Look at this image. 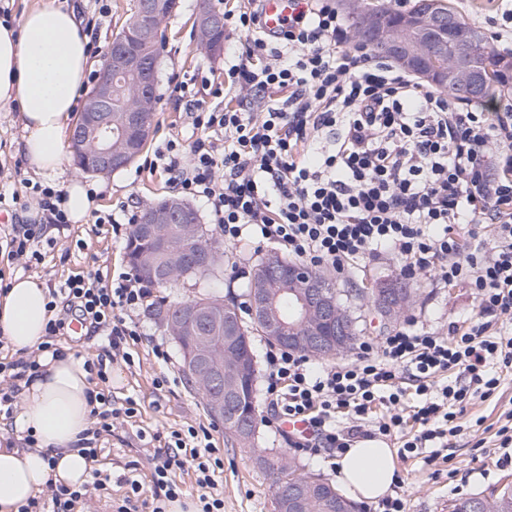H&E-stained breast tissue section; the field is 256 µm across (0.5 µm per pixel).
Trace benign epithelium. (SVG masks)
I'll list each match as a JSON object with an SVG mask.
<instances>
[{
    "label": "benign epithelium",
    "instance_id": "1",
    "mask_svg": "<svg viewBox=\"0 0 512 512\" xmlns=\"http://www.w3.org/2000/svg\"><path fill=\"white\" fill-rule=\"evenodd\" d=\"M360 0H340V5L358 16L359 27L354 30L355 40L372 34L382 52L399 68L419 81L431 85H453L476 93L483 86L485 72L474 56V47L480 38L473 33L453 32V18H445L441 0H420L405 13L394 27L381 23L372 15L361 12ZM138 10L133 21L124 28L122 41L113 45L112 57L97 71L91 96L85 102L81 120L73 129L72 147L87 154L93 161V173L109 175L127 168L137 157L140 142L151 135L149 125L156 102L158 57L146 48L161 34L169 11L161 0H137ZM224 25V14L206 7L200 8L194 28L196 49L217 54L224 42L214 34ZM131 79V94L136 104L126 105L124 111L112 112V90L119 76ZM118 120L120 138L112 140V123ZM180 221L178 236L171 233L172 224ZM139 230L159 244L162 265L158 281L168 282L175 269L194 260L206 267L211 259L209 249L200 242V218L196 210L172 201H152L141 209ZM263 274L274 275L280 293H288L294 301V311L284 315L277 307L279 293L267 287L257 289L252 296V312L267 335L288 348L305 347L319 355L337 354L346 347L342 311L337 304L333 285L321 276L311 275L299 265L285 261L280 254L264 255ZM371 301L377 311L390 322L394 320L397 305L392 299L400 298L401 285L390 279L370 284ZM201 308L186 306L174 316L157 319L158 325L177 340L193 333ZM336 322V334L325 331L328 321ZM228 336L226 348H218L200 339L193 352V362L182 372L200 385L212 387L223 382V392L209 396L212 413L221 417L228 408L236 379L256 371L249 339L239 330L225 324Z\"/></svg>",
    "mask_w": 512,
    "mask_h": 512
}]
</instances>
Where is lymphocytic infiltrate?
I'll list each match as a JSON object with an SVG mask.
<instances>
[{"mask_svg": "<svg viewBox=\"0 0 512 512\" xmlns=\"http://www.w3.org/2000/svg\"><path fill=\"white\" fill-rule=\"evenodd\" d=\"M280 31L267 33L264 4L228 14L242 39L224 71V87L237 108H217L176 85L191 109L194 132L168 141L150 160L163 167L181 193L206 199L225 242L248 234L288 251L314 267L337 272L375 251L397 255L406 276L431 273L440 284L464 283L478 304L466 330L447 335L406 325L378 342L360 341L349 363L313 368L309 358L285 348L266 353L265 396L274 419L307 423L313 435L289 438V447L311 456L336 455L356 439L395 437L416 427L402 451L423 443L448 446V426L474 397H491L503 374H512V113L489 114L463 107L452 95L417 82L410 74L348 40L347 25L331 0H290ZM261 108L260 116L249 105ZM320 157L309 161L312 145ZM36 218L11 225L10 258L41 263L38 244L45 225L68 226L63 191L35 185ZM61 301H49L44 349L63 357L55 339L66 313L105 336L113 355L141 340L135 318L151 296L135 275L103 280L93 273L67 279ZM455 370L460 381L435 378ZM418 401L411 416L397 407L407 392ZM96 423L86 439L96 460L98 438L115 420L133 417L135 400L114 406L109 389L91 392ZM386 415L366 428L377 406ZM352 425L338 427L337 412ZM172 448L155 453L152 483L165 500L179 498L178 471L190 468L200 489L198 512H224L217 478L224 461L196 431L172 432ZM109 475L92 469L79 489L59 485L48 500L21 512H74L76 505L107 491Z\"/></svg>", "mask_w": 512, "mask_h": 512, "instance_id": "f902f5d3", "label": "lymphocytic infiltrate"}]
</instances>
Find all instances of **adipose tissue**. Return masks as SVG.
<instances>
[{
	"label": "adipose tissue",
	"instance_id": "adipose-tissue-1",
	"mask_svg": "<svg viewBox=\"0 0 512 512\" xmlns=\"http://www.w3.org/2000/svg\"><path fill=\"white\" fill-rule=\"evenodd\" d=\"M91 33L75 0H33L0 22V108L20 110L17 142L33 173L63 174L70 160V119L89 63ZM49 291L33 276L14 277L0 293V338L13 352L39 350L49 319ZM39 376L23 385L12 420L16 446L0 448V512H20L49 486L78 487L91 464L83 449L92 423L90 373L84 358L41 352ZM29 447H22L26 437ZM395 456L378 439H363L336 461V478L356 500L375 501L392 487Z\"/></svg>",
	"mask_w": 512,
	"mask_h": 512
}]
</instances>
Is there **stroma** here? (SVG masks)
<instances>
[{"label": "stroma", "mask_w": 512, "mask_h": 512, "mask_svg": "<svg viewBox=\"0 0 512 512\" xmlns=\"http://www.w3.org/2000/svg\"><path fill=\"white\" fill-rule=\"evenodd\" d=\"M199 0H179L177 10L166 20L168 40L159 57L157 112L154 122L157 132L146 150L130 166L102 178L86 176L97 194L95 215L120 214L121 210H141L144 202L158 195L173 194L163 170L147 168L155 149L171 139L190 133V119L184 103L173 94L176 84H191L199 98L209 105L236 107L233 95L211 97L209 88L224 81V60L213 57L193 46L190 38L191 20ZM20 135L18 108L0 110V192L22 191L25 183L43 178L34 174L17 148ZM47 183L63 185L60 177L47 176ZM265 244L242 242L224 247V274L233 295L243 293V286L256 259L267 252ZM43 261L36 266L0 255V278L38 276L47 288L57 289L70 277L92 272L103 279L126 271L125 241L116 239L107 224H73L55 234L53 246L43 247ZM401 274V263L395 255L380 251L359 262L349 274L338 276L337 286L347 298V304L358 316L365 335L378 338L398 330V323L382 324L368 308L353 296V289L370 279H386ZM418 290L417 301L409 315L418 327L447 333L449 325L464 328L475 319L478 308L471 291L459 284L448 288L437 286L426 273L413 278ZM143 332L140 343L128 346V361H113L105 349L103 337L90 334L88 329L67 331L58 339L59 346L87 359L102 358L107 365L108 388L116 404L126 399L137 403L135 417L115 422L111 434L98 442L100 453L96 466L112 476L107 493L92 498L84 512H111V501L121 499L126 487L119 483L120 475H132L142 485L144 498L153 494L151 474L153 454L160 442L168 441L171 432H186L188 428H206L213 447L224 460V472L218 481L224 493V512H276L271 480L256 451H250L224 434L222 423L208 416L201 396L193 389L181 371L179 354L172 338L166 335L146 315H139ZM163 343L169 353L167 360L157 359L151 348ZM512 415V377L502 380L489 398H475L468 404L457 422L460 435L452 437L451 460L433 457L431 449H420L408 458L398 459L397 473L404 483L399 493L405 512H448L449 505L462 495L490 493L512 482V465L499 466L504 451L499 446L498 429Z\"/></svg>", "instance_id": "1"}]
</instances>
